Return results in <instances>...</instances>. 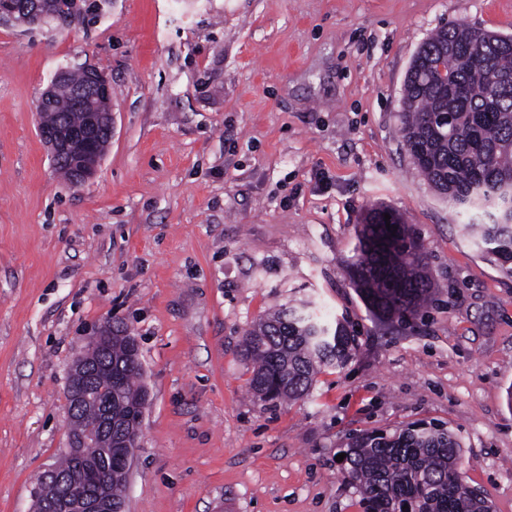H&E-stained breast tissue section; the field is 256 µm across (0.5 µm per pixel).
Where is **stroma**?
I'll list each match as a JSON object with an SVG mask.
<instances>
[{"label": "stroma", "mask_w": 512, "mask_h": 512, "mask_svg": "<svg viewBox=\"0 0 512 512\" xmlns=\"http://www.w3.org/2000/svg\"><path fill=\"white\" fill-rule=\"evenodd\" d=\"M97 15L0 22V512H31L68 446L72 365L127 326L148 392L124 512H363L348 435L423 420L512 512V275L413 166L398 132L419 45L467 23L512 34V0H99ZM89 63L112 140L67 184L40 92ZM412 224L437 301L394 324L348 277L369 208ZM347 318L356 350L307 397L250 391L241 341L268 311Z\"/></svg>", "instance_id": "35a3bbf8"}]
</instances>
